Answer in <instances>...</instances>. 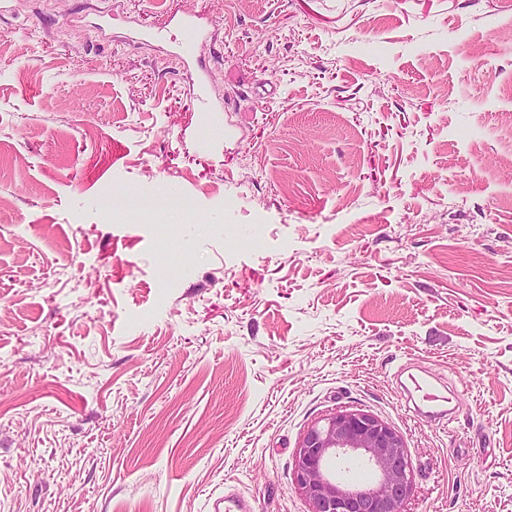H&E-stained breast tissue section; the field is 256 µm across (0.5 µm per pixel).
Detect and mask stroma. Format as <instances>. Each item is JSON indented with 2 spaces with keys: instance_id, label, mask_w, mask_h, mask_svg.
Masks as SVG:
<instances>
[{
  "instance_id": "obj_1",
  "label": "stroma",
  "mask_w": 512,
  "mask_h": 512,
  "mask_svg": "<svg viewBox=\"0 0 512 512\" xmlns=\"http://www.w3.org/2000/svg\"><path fill=\"white\" fill-rule=\"evenodd\" d=\"M4 7L0 512H307L298 442L355 408L406 512H512V0ZM176 18L178 26L184 30L191 31L197 38V44L202 43L207 38L206 27L213 26L212 20H207L200 14L192 12H183L181 15H173ZM402 388L413 402L416 412L439 421L444 420L448 415V403H452L453 398H458L457 395L448 397L437 390L426 378L413 374H408L407 384L402 383ZM414 394L418 395L423 407L417 404ZM424 408L427 410L425 411Z\"/></svg>"
}]
</instances>
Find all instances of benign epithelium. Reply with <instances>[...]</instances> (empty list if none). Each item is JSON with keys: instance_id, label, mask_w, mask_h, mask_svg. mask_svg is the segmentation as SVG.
I'll return each instance as SVG.
<instances>
[{"instance_id": "1", "label": "benign epithelium", "mask_w": 512, "mask_h": 512, "mask_svg": "<svg viewBox=\"0 0 512 512\" xmlns=\"http://www.w3.org/2000/svg\"><path fill=\"white\" fill-rule=\"evenodd\" d=\"M342 460L367 465L373 478L360 484L339 474L335 464ZM293 478L308 512H405L413 492L404 437L361 409L339 411L307 428L295 453Z\"/></svg>"}]
</instances>
